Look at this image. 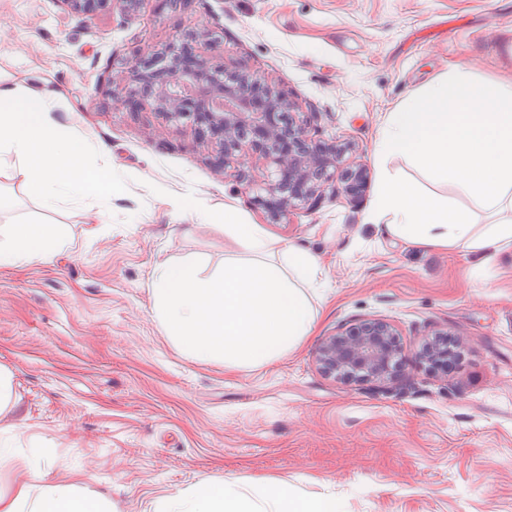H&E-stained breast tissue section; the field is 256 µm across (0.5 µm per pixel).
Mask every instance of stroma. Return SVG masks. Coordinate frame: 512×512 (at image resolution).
Masks as SVG:
<instances>
[{
    "instance_id": "1",
    "label": "stroma",
    "mask_w": 512,
    "mask_h": 512,
    "mask_svg": "<svg viewBox=\"0 0 512 512\" xmlns=\"http://www.w3.org/2000/svg\"><path fill=\"white\" fill-rule=\"evenodd\" d=\"M185 36L210 45L213 66L278 88L312 140L340 149L315 209L273 221L245 183L267 174L264 159L222 167L189 120L118 96L134 47L150 56ZM459 69L485 84L512 77V0H141L88 17L60 0H0V70L54 94L52 118L81 139L85 163L112 169L109 201L50 209L0 182L11 200L0 226L39 220L67 238L52 260L0 269L10 483L39 465L117 512H154L204 478L281 482L339 512H512V251L410 244L374 211L384 169L472 207L412 160L377 154L386 112ZM360 171L354 200L345 186ZM188 195L321 262L312 333L269 365L192 358L155 314L161 263L199 257L212 271L233 251L223 229L180 208ZM372 319L398 335L400 377L322 374L321 342ZM442 330L463 352L444 377L419 356Z\"/></svg>"
}]
</instances>
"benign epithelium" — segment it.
I'll return each mask as SVG.
<instances>
[{"label": "benign epithelium", "mask_w": 512, "mask_h": 512, "mask_svg": "<svg viewBox=\"0 0 512 512\" xmlns=\"http://www.w3.org/2000/svg\"><path fill=\"white\" fill-rule=\"evenodd\" d=\"M71 12L84 14L90 5L103 7L110 0H60ZM123 98L135 99L172 117L188 118L211 132L228 156L233 153L257 155L270 161L274 170L256 184L255 202L266 207L278 201L272 213L275 221L288 218L289 207L301 201L314 207L317 183H308L307 173L319 171V180L335 177L338 153L334 147L308 137L304 124L290 121L282 132L280 121L287 100L276 87L261 83L248 74L224 81L207 54L198 52L188 68L176 60L157 69L137 57L130 66ZM390 323L378 320L346 326L327 337L319 347L316 362L327 376L339 381L387 380L401 356L402 347L393 339Z\"/></svg>", "instance_id": "1"}]
</instances>
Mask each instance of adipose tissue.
Wrapping results in <instances>:
<instances>
[{
  "mask_svg": "<svg viewBox=\"0 0 512 512\" xmlns=\"http://www.w3.org/2000/svg\"><path fill=\"white\" fill-rule=\"evenodd\" d=\"M53 98L0 86V177L21 183L53 206L59 197L112 193V172L85 164L71 130L53 122ZM383 157L406 156L433 180L452 183L489 211L487 224L455 200L442 199L394 176L379 184L375 207L389 232L450 251L512 249V79L475 83L459 71L412 104L388 113L378 140ZM185 206L207 224L220 223L236 251L211 275L194 258L166 262L153 290L157 317L188 356L220 359L230 368H258L297 346L315 323L309 296L318 263L306 250L284 247L283 264L263 258L275 241L231 208ZM66 244L61 225L25 221L0 228V267L52 259ZM0 487V512H113L112 504L81 485L43 483ZM155 512H338L335 501L258 483L199 481L158 502Z\"/></svg>",
  "mask_w": 512,
  "mask_h": 512,
  "instance_id": "ef3b65f1",
  "label": "adipose tissue"
}]
</instances>
